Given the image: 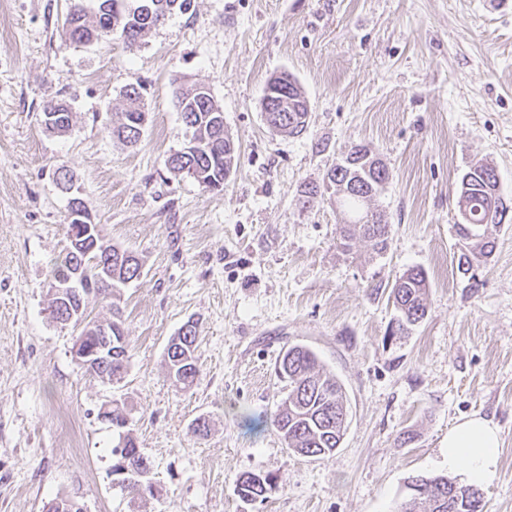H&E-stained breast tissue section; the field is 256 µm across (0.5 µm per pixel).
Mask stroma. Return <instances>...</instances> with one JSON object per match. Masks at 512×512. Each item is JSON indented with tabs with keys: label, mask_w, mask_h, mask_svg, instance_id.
I'll list each match as a JSON object with an SVG mask.
<instances>
[{
	"label": "stroma",
	"mask_w": 512,
	"mask_h": 512,
	"mask_svg": "<svg viewBox=\"0 0 512 512\" xmlns=\"http://www.w3.org/2000/svg\"><path fill=\"white\" fill-rule=\"evenodd\" d=\"M70 0H0V512H397L418 475L448 473V430L477 414L500 429L486 512H512V223L495 249L457 270L458 189L493 166L512 201V0H192L138 47L116 37L63 45ZM291 73L306 129L272 131L261 99ZM209 87L237 157L223 191L171 172L187 136L176 94ZM143 88L141 142L108 132L129 85ZM70 103L72 129H45L42 107ZM389 171L371 206L389 245L337 246L329 196L301 205L351 146ZM70 171L93 223L144 262L124 289L129 362L104 384L74 359L72 330L49 316V264L65 244ZM428 279L426 318L390 333V289ZM194 321L199 373L167 378L171 336ZM314 351L340 381L348 424L336 452L288 449L273 420L287 393L281 352ZM119 401L151 463L153 496L112 484L118 435L97 417ZM207 436L193 433L197 417ZM270 477L247 505L238 477Z\"/></svg>",
	"instance_id": "obj_1"
}]
</instances>
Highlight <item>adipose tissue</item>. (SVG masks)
<instances>
[{"label": "adipose tissue", "mask_w": 512, "mask_h": 512, "mask_svg": "<svg viewBox=\"0 0 512 512\" xmlns=\"http://www.w3.org/2000/svg\"><path fill=\"white\" fill-rule=\"evenodd\" d=\"M500 437L497 427L481 416L465 418L448 431V468L475 485L497 476Z\"/></svg>", "instance_id": "1"}]
</instances>
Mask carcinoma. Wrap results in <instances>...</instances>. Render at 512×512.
Instances as JSON below:
<instances>
[{
	"label": "carcinoma",
	"instance_id": "obj_1",
	"mask_svg": "<svg viewBox=\"0 0 512 512\" xmlns=\"http://www.w3.org/2000/svg\"><path fill=\"white\" fill-rule=\"evenodd\" d=\"M146 2L153 11L154 20L148 22L139 12L140 4ZM189 0H98L94 8H87L83 2L70 6L63 21V36L71 44H86L106 38L102 30L116 27L126 47L137 45L153 28L162 24L176 12L187 10ZM273 111L264 113L270 128L278 133L294 135L301 132L305 122L301 121L309 111L308 101L299 86L292 87L288 110H278L276 101L281 92L277 90L276 79L268 82ZM197 86L180 89L177 96L178 108L186 131L199 141L200 147L186 153L178 151L167 159L168 168L184 173L194 180H202V186L212 191L224 190L236 157L235 144L224 129V110L214 96L194 95ZM126 104L121 109V118L109 128L112 140L125 148H134L141 142L137 121L141 108V86L126 88ZM74 113L65 101L47 102L42 108V123L54 133H66L73 127ZM328 184L335 188L346 182L353 184L351 192L336 198V204L349 216L340 227L339 247L349 248V242L359 238L370 244L376 253L383 252L388 245L390 224L385 215L367 207L382 189L387 180L383 162L365 146H351L342 165L331 167L327 173ZM468 189L464 198L469 205L470 225L477 229L470 238L462 228L457 234L462 241L458 270L468 273L473 261L487 258L493 252L494 242L486 235L488 225L504 223L507 210H491L488 203V189L498 183L496 171L488 164H475L464 174ZM66 241L63 251L50 262L49 276L55 281L65 278L82 268L91 276H100L95 281L98 292L81 298L83 311L100 300L111 298L112 303V357H102L99 362L86 367L90 375L104 380L110 371L127 365L128 332L121 319L116 300L120 290L128 283L140 279L143 264L137 254L127 248L118 247L106 238L101 225L90 221L76 223L66 219ZM97 248H92V245ZM427 281L422 270L413 268L403 274L391 288L390 296L398 311V318L391 327V335L403 334L421 323L427 316ZM198 336L194 323L188 321L172 337L164 352L167 374L173 384L184 388L193 385L198 373ZM280 377L288 382V393L278 406L274 425L286 446L293 451L315 458L332 455L339 447L342 433L337 429L340 416L346 414L345 393L339 381L325 371L317 356L303 346H290L282 352L276 363ZM115 456L112 468L123 463L134 469L139 461L146 460L140 452L136 439L127 434L124 445L112 448ZM149 478H135L120 486L123 493L134 500L148 489ZM272 480L265 476L259 483L254 474L245 473L237 480L240 500L265 497ZM420 490L402 503L398 512H448V494L455 493L457 507L453 512H485L481 490L475 485L459 484L446 476L417 479Z\"/></svg>",
	"mask_w": 512,
	"mask_h": 512
}]
</instances>
